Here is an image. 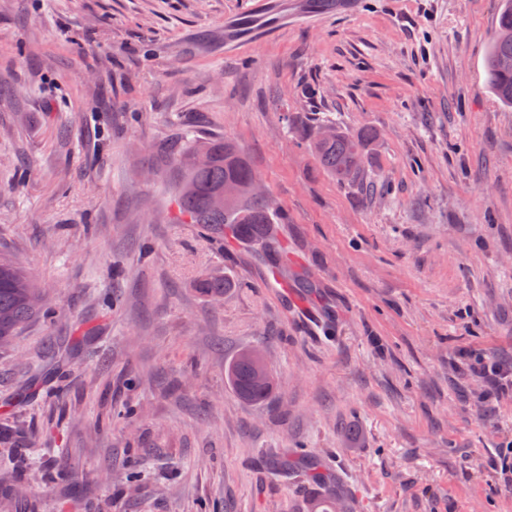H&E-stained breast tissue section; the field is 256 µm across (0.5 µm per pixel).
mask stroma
<instances>
[{
    "label": "stroma",
    "instance_id": "obj_1",
    "mask_svg": "<svg viewBox=\"0 0 512 512\" xmlns=\"http://www.w3.org/2000/svg\"><path fill=\"white\" fill-rule=\"evenodd\" d=\"M499 9L358 0L228 48L255 0H0V257L47 307L0 346V432L27 427L0 512H308L312 479L269 469L296 443L353 512H512L491 466L512 395L485 403L462 356L512 361ZM326 121L372 132L361 179L303 147ZM190 138L238 145L310 288L276 293L249 253L174 223L165 160ZM206 273L224 296L193 288ZM298 297L332 316L307 325ZM248 346L275 379L260 404L224 374Z\"/></svg>",
    "mask_w": 512,
    "mask_h": 512
}]
</instances>
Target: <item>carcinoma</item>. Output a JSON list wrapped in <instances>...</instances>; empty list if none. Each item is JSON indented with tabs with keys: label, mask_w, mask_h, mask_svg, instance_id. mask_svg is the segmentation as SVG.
Listing matches in <instances>:
<instances>
[{
	"label": "carcinoma",
	"mask_w": 512,
	"mask_h": 512,
	"mask_svg": "<svg viewBox=\"0 0 512 512\" xmlns=\"http://www.w3.org/2000/svg\"><path fill=\"white\" fill-rule=\"evenodd\" d=\"M512 0H503L493 38L485 55L487 87L503 104L512 107ZM307 146L330 175L356 180L364 166V140L317 125L306 134ZM176 173L172 202L176 223L201 224L217 239L232 238L252 253L273 262L287 257L280 237L282 211L269 196L252 190L257 174L227 140H191L170 155ZM228 281L220 274L197 279L194 287L207 297L224 295ZM41 291L33 277L17 264L0 258V343L11 340L40 309ZM227 377L238 395L259 403L271 394L274 382L266 362L253 348L241 350L227 366ZM323 485L313 496L309 512H352L340 491Z\"/></svg>",
	"instance_id": "cac0c4a2"
}]
</instances>
